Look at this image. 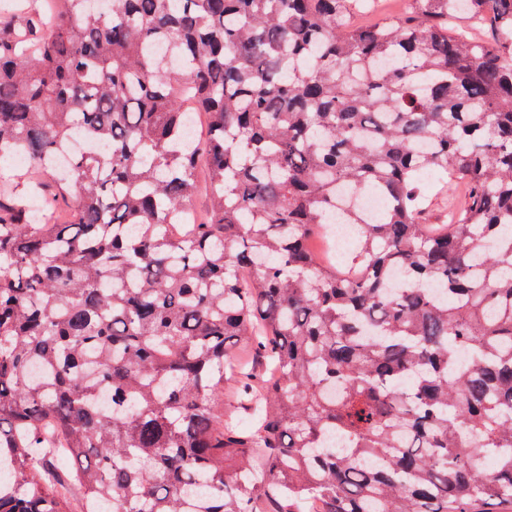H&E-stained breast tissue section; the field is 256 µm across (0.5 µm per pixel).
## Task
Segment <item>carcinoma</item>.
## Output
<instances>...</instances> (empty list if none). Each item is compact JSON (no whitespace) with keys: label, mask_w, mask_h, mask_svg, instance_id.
I'll return each instance as SVG.
<instances>
[{"label":"carcinoma","mask_w":512,"mask_h":512,"mask_svg":"<svg viewBox=\"0 0 512 512\" xmlns=\"http://www.w3.org/2000/svg\"><path fill=\"white\" fill-rule=\"evenodd\" d=\"M57 2L0 13V512H512V0Z\"/></svg>","instance_id":"cac0c4a2"}]
</instances>
